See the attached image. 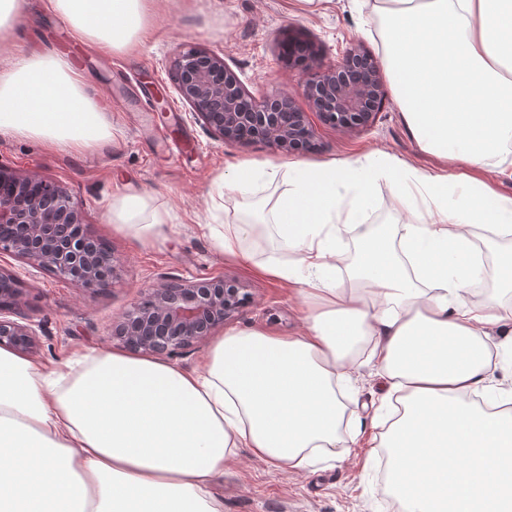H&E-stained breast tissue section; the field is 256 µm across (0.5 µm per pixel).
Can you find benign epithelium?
I'll return each mask as SVG.
<instances>
[{"label": "benign epithelium", "instance_id": "benign-epithelium-1", "mask_svg": "<svg viewBox=\"0 0 512 512\" xmlns=\"http://www.w3.org/2000/svg\"><path fill=\"white\" fill-rule=\"evenodd\" d=\"M298 64L305 73L303 93L321 121L349 130L368 124L384 100L376 61L358 48L325 65L312 51ZM175 91L221 141L262 140L286 154L311 149L314 131L305 113L286 94L258 100L244 88L224 58L196 46L175 61ZM0 253L51 270L88 291L113 277L112 251L83 224V204L56 182L21 177L0 167ZM17 277L0 268V301L16 295ZM243 285L225 278L170 280L148 288L113 323L112 335L134 351L168 355L205 338L248 302ZM0 345L26 351L34 333L26 324L0 318Z\"/></svg>", "mask_w": 512, "mask_h": 512}]
</instances>
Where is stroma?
<instances>
[{"mask_svg": "<svg viewBox=\"0 0 512 512\" xmlns=\"http://www.w3.org/2000/svg\"><path fill=\"white\" fill-rule=\"evenodd\" d=\"M293 33L309 41L324 64L341 61L354 46L383 61L380 23L357 0H156L152 28L144 45L133 52L106 54L77 42L66 24L46 11L44 0H27L14 37L0 41V59L16 50L72 58L82 74L85 92L99 102L112 123L111 142L82 152L47 150L25 137H0V165L23 174L49 178L83 204L87 231L112 249L115 276L90 293L53 272L0 255V267L16 274L19 295L0 309V317L29 325L35 345L26 356L46 370L63 368L78 353L117 351L112 324L142 292L167 279L198 281L225 277L240 281L251 299L225 321V329L262 328L288 336L303 327L297 300L284 283L257 275L224 256L203 235L204 224L252 218L254 206L288 186L280 164L287 154L254 141L225 144L195 120L190 107L173 91V65L187 43L217 53L253 96L285 92L299 109L308 103L300 66L284 61L280 42ZM316 148L303 154L320 165L353 161L383 152L411 167L455 173L458 163L421 151L407 130L393 90H386L379 112L365 126L339 130L311 117ZM256 160L277 166V175L260 190L242 196H216L213 184L228 164ZM393 189L374 184L375 206L366 224L417 222L415 205L394 211ZM121 193L150 198L164 207L170 223L146 242L113 232L107 211ZM350 422L343 431L371 432L378 403L371 364L359 369L354 390L347 393ZM378 456L370 448H351L343 455L319 458L301 474L278 471L240 448L212 491L223 512H392L390 495L380 494L371 471Z\"/></svg>", "mask_w": 512, "mask_h": 512, "instance_id": "35a3bbf8", "label": "stroma"}]
</instances>
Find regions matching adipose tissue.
<instances>
[{
  "label": "adipose tissue",
  "instance_id": "1",
  "mask_svg": "<svg viewBox=\"0 0 512 512\" xmlns=\"http://www.w3.org/2000/svg\"><path fill=\"white\" fill-rule=\"evenodd\" d=\"M150 3L47 0L77 40L106 53L137 47ZM377 11L409 131L466 172H423L388 154L287 163L288 187L268 212L215 239L224 255L294 287L299 334L228 330L194 371L112 351L46 372L0 346V512H221L211 482L237 449L300 473L339 446L336 387L356 381L363 348L381 403L402 407L370 440L388 451L402 512H512V389L491 379L494 351H512V302L502 299L512 248L497 258L501 296L466 298L481 273L474 225L512 236V197L471 174L497 170L512 143V0H379ZM0 136L83 150L113 133L72 60L22 53L0 61ZM380 180L395 189L394 210L414 193L428 220L398 237L363 224ZM108 220L148 238L170 217L126 193ZM269 225L293 263L259 266L244 248ZM345 233L359 263L344 283L336 239Z\"/></svg>",
  "mask_w": 512,
  "mask_h": 512
}]
</instances>
